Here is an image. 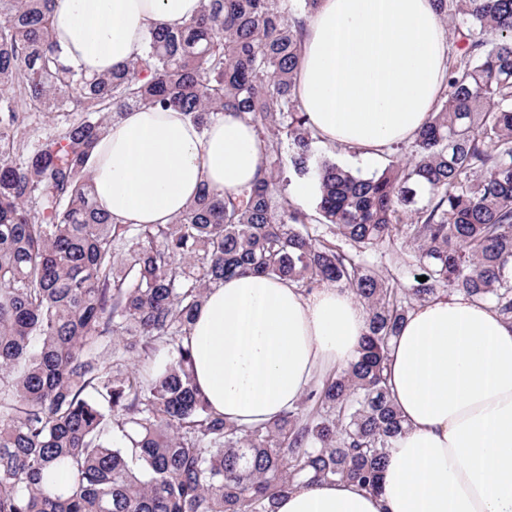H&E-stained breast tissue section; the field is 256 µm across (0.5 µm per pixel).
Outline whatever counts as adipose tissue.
<instances>
[{"label":"adipose tissue","instance_id":"obj_1","mask_svg":"<svg viewBox=\"0 0 512 512\" xmlns=\"http://www.w3.org/2000/svg\"><path fill=\"white\" fill-rule=\"evenodd\" d=\"M198 9L199 0H59L54 38L75 68L107 73L134 59L149 29L182 26ZM447 70L430 0H321L297 98L324 143L368 159L423 126ZM265 164L236 113L201 130L153 109L113 122L87 160L99 207L125 224L169 223L201 186L239 193ZM366 318L346 288L236 275L211 288L184 343L217 413L267 423L355 358ZM387 379L403 430L378 490L299 485L278 512H512V322L460 293L418 304L392 343Z\"/></svg>","mask_w":512,"mask_h":512}]
</instances>
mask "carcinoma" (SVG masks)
Returning a JSON list of instances; mask_svg holds the SVG:
<instances>
[{"label": "carcinoma", "mask_w": 512, "mask_h": 512, "mask_svg": "<svg viewBox=\"0 0 512 512\" xmlns=\"http://www.w3.org/2000/svg\"><path fill=\"white\" fill-rule=\"evenodd\" d=\"M319 2L201 0L126 67L86 75L54 39L58 0H0V512H277L304 482L373 491L402 429L385 370L409 311L462 292L512 321V0H455L441 107L406 163L367 178L311 163L296 89ZM144 108L200 129L241 114L265 173L237 196L202 188L169 224L112 221L86 160ZM24 109L71 119L31 144ZM285 143L315 217L278 193ZM399 235L403 282L370 261ZM245 273L345 287L367 313L356 358L270 424L214 413L184 345L208 291Z\"/></svg>", "instance_id": "obj_1"}]
</instances>
